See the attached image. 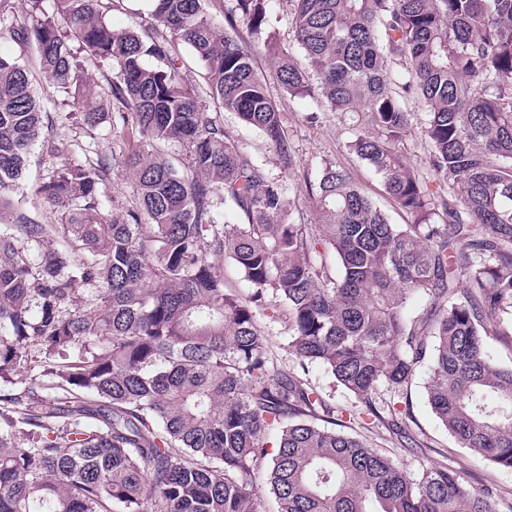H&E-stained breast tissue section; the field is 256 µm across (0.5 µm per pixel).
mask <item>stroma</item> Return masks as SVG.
Listing matches in <instances>:
<instances>
[{
	"label": "stroma",
	"instance_id": "stroma-1",
	"mask_svg": "<svg viewBox=\"0 0 512 512\" xmlns=\"http://www.w3.org/2000/svg\"><path fill=\"white\" fill-rule=\"evenodd\" d=\"M293 9L292 0H274L264 35H253L248 39L255 50V66L264 76L281 114L283 128L292 148V167H282L264 138L244 125L236 114L220 112L219 117L225 130L248 157L262 164L269 175L290 187L295 223H316L315 206L303 193L302 187L305 180L317 179L322 167L328 162L347 169L364 194L388 215L391 223H412V216L401 211L386 193L382 178L365 161L349 151L348 143L356 132L351 118L329 111L319 89H312L305 97H293L279 85L275 70L263 50V42L269 36L283 46L293 45L294 33L290 24ZM34 89L37 98L50 114L55 136L79 145L76 159H83L82 149L86 146L98 154L111 156L112 170L104 201L106 210L115 211L134 206V184L122 165L124 156L133 145L132 138L113 135L106 123L94 130L86 129L69 118V108L63 103L64 95L57 88L38 78L34 81ZM404 108L409 114V131L403 145L407 161L420 176L424 186L440 196H448L447 186L439 182L429 164L430 148L423 136L428 116L416 99H408ZM58 164L55 156L42 147H35L26 159L22 178L13 188L14 196L22 201L33 218L43 224L59 223L60 213L56 207L37 197L35 189ZM427 378V367H420L412 384L403 394L412 415L408 430L417 440L425 442V449L404 447L396 436L382 428L369 432L368 440L373 446L392 455L412 476H419L423 468L431 465L446 466L457 471L461 483L468 489L477 490L487 485L497 488L504 495L512 493V471L498 468L459 447L433 415L425 389Z\"/></svg>",
	"mask_w": 512,
	"mask_h": 512
}]
</instances>
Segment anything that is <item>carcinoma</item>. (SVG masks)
Wrapping results in <instances>:
<instances>
[{"label":"carcinoma","mask_w":512,"mask_h":512,"mask_svg":"<svg viewBox=\"0 0 512 512\" xmlns=\"http://www.w3.org/2000/svg\"><path fill=\"white\" fill-rule=\"evenodd\" d=\"M27 2L10 38L35 42L87 128L106 122L110 97L125 108L112 133L132 129L143 146L125 160L138 204L104 211L111 160L79 163L45 134L26 68L0 53V512H264L262 477L278 512H512L446 466L411 478L344 432L307 379L323 370L365 429L423 448L381 393L400 396L426 363L448 433L512 469V366L486 350L512 337V0H293L309 70L264 42L288 93L316 79L330 110L356 119L349 148L412 224L390 223L332 164L304 182L319 223H294L280 180L203 104L237 114L292 167L253 50L233 34L238 21L260 33L272 0H230L222 29L206 0H152L141 33L112 27L113 0ZM179 41L205 88L185 82ZM89 61L112 69L100 92ZM408 97L453 192L439 205L404 159ZM40 138L61 160L36 188L58 224L9 194ZM176 142L183 172L163 151ZM226 259L247 291L224 286ZM416 296L428 305L411 316ZM272 311L293 371L268 355L259 318Z\"/></svg>","instance_id":"carcinoma-1"}]
</instances>
